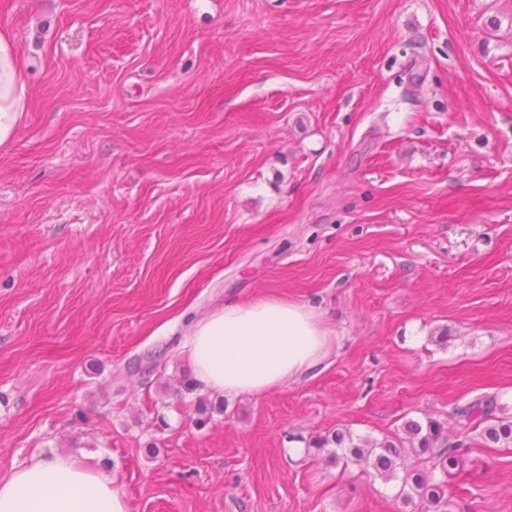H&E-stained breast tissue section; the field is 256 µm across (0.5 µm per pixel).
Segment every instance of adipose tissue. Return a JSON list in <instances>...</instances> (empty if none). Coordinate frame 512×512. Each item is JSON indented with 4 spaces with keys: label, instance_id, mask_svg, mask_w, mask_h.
Instances as JSON below:
<instances>
[{
    "label": "adipose tissue",
    "instance_id": "obj_1",
    "mask_svg": "<svg viewBox=\"0 0 512 512\" xmlns=\"http://www.w3.org/2000/svg\"><path fill=\"white\" fill-rule=\"evenodd\" d=\"M19 56L0 33V145L26 109ZM331 332L307 305L279 298L229 304L198 322L187 346L197 381L227 394H256L311 372L327 355ZM0 512H129L109 472L55 454L0 479Z\"/></svg>",
    "mask_w": 512,
    "mask_h": 512
}]
</instances>
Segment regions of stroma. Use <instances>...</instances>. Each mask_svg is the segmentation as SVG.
<instances>
[{
	"label": "stroma",
	"mask_w": 512,
	"mask_h": 512,
	"mask_svg": "<svg viewBox=\"0 0 512 512\" xmlns=\"http://www.w3.org/2000/svg\"><path fill=\"white\" fill-rule=\"evenodd\" d=\"M0 29V477L61 453L130 512H416L309 441L512 412V0H0ZM265 297L328 356L196 425L191 326ZM463 462L448 512H512V448ZM26 84L19 55L8 36L0 33V145L10 141L26 109Z\"/></svg>",
	"instance_id": "stroma-1"
}]
</instances>
